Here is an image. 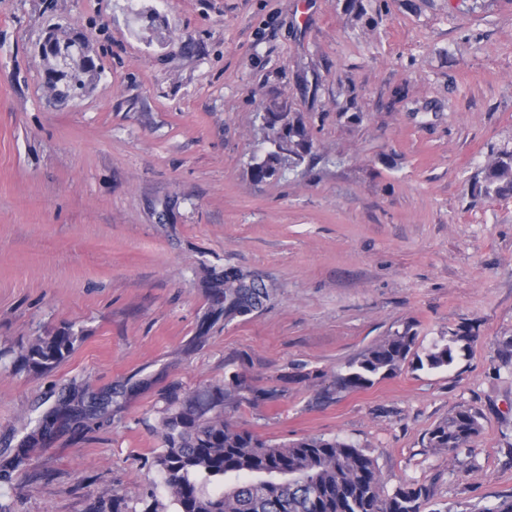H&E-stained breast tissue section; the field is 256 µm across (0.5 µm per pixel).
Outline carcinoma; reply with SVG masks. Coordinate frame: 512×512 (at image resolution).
<instances>
[{
  "instance_id": "1",
  "label": "carcinoma",
  "mask_w": 512,
  "mask_h": 512,
  "mask_svg": "<svg viewBox=\"0 0 512 512\" xmlns=\"http://www.w3.org/2000/svg\"><path fill=\"white\" fill-rule=\"evenodd\" d=\"M79 55L71 40L58 41L51 51L54 66L46 70L45 83L64 98L86 87L85 78L97 65L80 70L69 67ZM261 125L266 149L249 165L253 180L262 182L285 169L300 167L313 154V141L301 117L285 107L266 112ZM488 197L512 196V152L498 153L486 166L482 185ZM251 273L235 266L224 268L223 288L212 314L228 324L263 307L269 299L265 288H249ZM417 336L405 330L387 337L349 363L340 377L344 389H361L395 374L414 355ZM464 339L457 332L448 343L436 345L416 365L438 369L453 361V345ZM70 333L39 336L20 355L22 364L47 371L74 349ZM47 417L25 436L12 457L0 462V479L25 466L28 452L44 442ZM483 429L480 413L461 407L429 432L428 446L454 451L469 447ZM161 438L163 450L154 465L162 475L172 510L153 512H423L426 489L398 487L384 490L374 459L356 445L338 437L303 438L287 445L268 444L252 432L224 419V389L205 388L187 393L167 408ZM286 468L291 479L273 492L265 488V471ZM214 483L217 489L207 490Z\"/></svg>"
}]
</instances>
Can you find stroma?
<instances>
[{
  "label": "stroma",
  "instance_id": "35a3bbf8",
  "mask_svg": "<svg viewBox=\"0 0 512 512\" xmlns=\"http://www.w3.org/2000/svg\"><path fill=\"white\" fill-rule=\"evenodd\" d=\"M0 0V460L64 397L62 421L0 481V512H150L167 408L227 389L224 417L273 444L339 437L425 512L512 501V197L480 187L512 151V0ZM98 68L45 89L48 33ZM299 113L314 157L252 180L259 113ZM242 267L271 299L197 330ZM409 330L445 368L339 386ZM71 332L53 370L35 337ZM478 410L476 442L430 430ZM77 337L70 333L39 336L20 355L22 364L35 370L47 371L54 368L74 349ZM481 420L478 411L470 407H460L429 432V448L450 452L471 446L482 432Z\"/></svg>",
  "mask_w": 512,
  "mask_h": 512
}]
</instances>
